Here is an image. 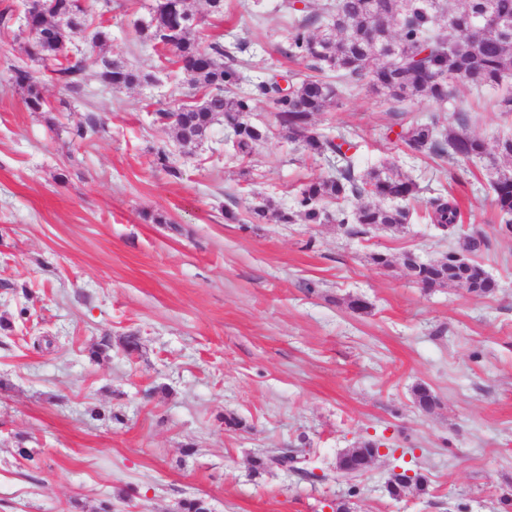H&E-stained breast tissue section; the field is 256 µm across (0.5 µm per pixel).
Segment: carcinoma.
Returning <instances> with one entry per match:
<instances>
[{"label": "carcinoma", "mask_w": 512, "mask_h": 512, "mask_svg": "<svg viewBox=\"0 0 512 512\" xmlns=\"http://www.w3.org/2000/svg\"><path fill=\"white\" fill-rule=\"evenodd\" d=\"M44 2L45 9L24 16L25 27L35 40L32 56L44 64L54 81L79 93L85 84L83 61L58 41L55 27L83 28L89 13L85 8L74 12L73 0ZM459 2L454 10L448 9V0H328L318 10H299L288 4L289 12L302 16L291 24L282 53L307 62L314 74L289 76L286 94L274 77L245 87L236 56L224 42L215 39L206 46L201 44L189 20L192 13L187 0H154L148 17L136 21L134 30L161 48L168 63L179 66L193 90L190 101L178 108L179 118L172 122L182 146L201 142L221 120L234 154L242 159L250 157L266 139L267 130L253 124L249 114L255 101L266 99L273 103L276 122L288 138L298 141L308 156L323 159L334 169L335 174L304 184L290 209H281L269 199L255 207L253 222L273 219L280 224L298 220L323 224L331 220L359 234L406 223L409 204L419 199L423 188L393 165L357 169L344 149L351 142L343 135L321 131L314 119L339 104L354 78L366 79L390 104L392 112L399 111L406 101L446 102L456 86L500 88L512 78V0ZM486 13L496 16L503 28L476 38L472 30ZM100 66V74L112 75V82H104L112 89L140 85L149 79V75L106 55L101 57ZM13 79L26 91L29 110L42 112L49 106L40 78L17 69ZM99 128L97 118L89 115L75 125L72 135L84 141ZM399 138L416 153L440 159L452 155L461 161L487 160L492 202L502 214L505 232L512 234V169L501 168V161H512L511 134L497 138L492 153L484 139L468 132V120L462 117L457 130L443 133L434 125L414 124L402 129ZM351 196L373 197L378 203L349 210L342 203ZM333 202L337 205L334 215L326 208ZM427 204L430 223L442 227V234L453 235L460 220L456 201L439 192ZM483 247L481 237L471 236L463 245L469 256L450 251L437 265L412 276L426 288H444L456 285L460 278L471 279L474 287L469 292L490 295L494 288L476 280L479 264L474 256ZM414 396L422 411L430 413L436 407L429 388L415 387ZM378 449L377 441L367 440L345 451L336 463L337 477L355 479V474L369 467L368 458ZM281 460L280 455H255L252 470L258 473L276 468Z\"/></svg>", "instance_id": "carcinoma-1"}]
</instances>
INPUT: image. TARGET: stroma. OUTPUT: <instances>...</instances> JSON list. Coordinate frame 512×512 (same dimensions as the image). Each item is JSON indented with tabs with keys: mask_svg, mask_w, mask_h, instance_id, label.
Here are the masks:
<instances>
[{
	"mask_svg": "<svg viewBox=\"0 0 512 512\" xmlns=\"http://www.w3.org/2000/svg\"><path fill=\"white\" fill-rule=\"evenodd\" d=\"M201 41L241 42L243 71L260 82L306 71L281 53L288 14L273 0H188ZM77 34L86 84H42L50 111L33 112L12 80L42 72L26 37L0 35V512H176L184 497L210 512H503L512 500V234L485 191L483 162L407 150L412 123L468 130L494 143L512 131L499 92L462 87L455 102L389 111L366 81L315 118L355 144L366 169L395 164L421 186L449 191L463 221L445 237L415 208L408 224L348 235L336 223L255 224L264 199L291 207L299 188L330 175L281 131L268 100L250 114L268 137L251 159L224 144V125L184 147L156 109L186 102L184 73L161 69L133 27L151 0H90ZM108 26L106 50L91 28ZM149 74L112 90L101 55ZM91 140L71 130L87 115ZM166 152L170 170L155 163ZM497 283L477 296L426 290L405 253L437 260L472 235ZM388 255L391 268L370 261ZM367 307L352 310L350 300ZM140 338L126 354L127 335ZM100 356L91 349L102 340ZM437 399L414 403L416 386ZM243 420L225 427L226 416ZM385 448L357 481L336 461L367 439ZM195 452L184 455L186 447ZM303 451L316 475L254 473L265 451ZM423 474L426 493L391 497L394 467Z\"/></svg>",
	"mask_w": 512,
	"mask_h": 512,
	"instance_id": "1",
	"label": "stroma"
}]
</instances>
